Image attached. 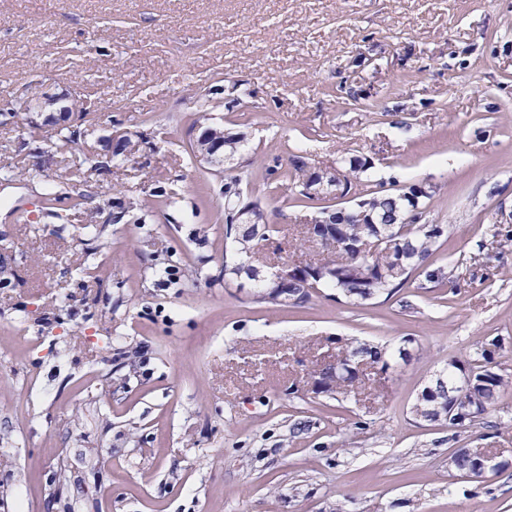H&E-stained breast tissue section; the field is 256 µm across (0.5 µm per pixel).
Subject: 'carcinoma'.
<instances>
[{
    "label": "carcinoma",
    "instance_id": "1",
    "mask_svg": "<svg viewBox=\"0 0 512 512\" xmlns=\"http://www.w3.org/2000/svg\"><path fill=\"white\" fill-rule=\"evenodd\" d=\"M72 110L81 120L82 132L58 129L57 146L76 151L92 119L77 101L72 103ZM205 133L208 137L191 144V148L195 155L206 153L209 166L231 163L246 140L243 133H227L218 127H207ZM281 168L291 178L295 200H308L301 191V185L311 177L305 157L293 154L285 162L276 160V165L267 169V180L278 181ZM369 168V157L352 156L340 158L337 171L350 191ZM238 183L237 178L224 180V279L245 277L257 282L256 302L301 306L320 286L336 289L348 301L368 302L396 294L415 276L428 283L447 279V265L438 263L436 255L448 238V230L427 220V203L435 195L430 185H421L418 193L415 187H409V197L402 188L395 192L372 191L360 196L370 209L355 205L345 209L334 224L306 225L307 239L318 246L321 258L293 266L283 264L286 277L278 283L265 275L274 267L265 252L266 242L278 228L269 223L268 212L259 199L240 198ZM247 203L252 206L256 224L237 217L238 206ZM499 347L498 341L491 340L476 348L469 358L449 363L448 375L422 388L411 408L412 415L454 427L475 425L512 385V379L493 366V353ZM389 368L387 347L351 341L336 347V358L314 370L312 379L321 394L355 399L366 370L385 373ZM451 459L458 472L470 474L476 470L475 455L466 448L455 451Z\"/></svg>",
    "mask_w": 512,
    "mask_h": 512
}]
</instances>
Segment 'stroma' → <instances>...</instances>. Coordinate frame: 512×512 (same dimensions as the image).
Returning a JSON list of instances; mask_svg holds the SVG:
<instances>
[{
    "instance_id": "35a3bbf8",
    "label": "stroma",
    "mask_w": 512,
    "mask_h": 512,
    "mask_svg": "<svg viewBox=\"0 0 512 512\" xmlns=\"http://www.w3.org/2000/svg\"><path fill=\"white\" fill-rule=\"evenodd\" d=\"M95 112L73 156L0 125V512H512V389L467 429L414 418L424 384L482 342L512 375V0H0V100L27 86ZM251 90L227 108L232 83ZM364 91L368 103L348 90ZM247 135L237 166L201 177L195 121ZM135 143L112 155V134ZM331 171L351 153L376 180L435 187L430 218L453 283L387 301L254 302L224 282V179L288 228L317 203L267 188L271 156ZM68 175L82 209L45 195ZM176 209L106 223L155 186ZM177 269L169 287L164 268ZM403 348L358 399L317 393L328 341ZM296 393H289V386ZM507 467L456 478L459 448Z\"/></svg>"
}]
</instances>
